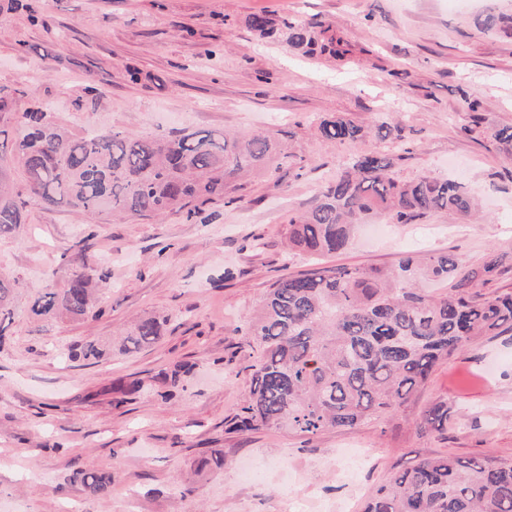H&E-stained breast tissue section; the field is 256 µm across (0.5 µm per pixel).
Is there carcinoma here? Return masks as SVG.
<instances>
[{
  "label": "carcinoma",
  "instance_id": "cac0c4a2",
  "mask_svg": "<svg viewBox=\"0 0 512 512\" xmlns=\"http://www.w3.org/2000/svg\"><path fill=\"white\" fill-rule=\"evenodd\" d=\"M289 40L309 55L343 59L340 37L313 34L286 23ZM250 27L262 37L277 34L264 14ZM13 93L0 87V238L14 235L26 221L13 173L47 207L84 211L94 218L192 216L199 206L236 190V182L269 167L282 152L269 133L207 130L142 136L114 129L74 133L48 109L22 113L23 130L12 140L2 125L14 118ZM324 141L350 144L369 131L336 115L319 120ZM394 158L382 153L353 158L336 180L323 184L314 206L290 220V248L310 257L341 252L354 225L370 214L410 224L445 211L454 220L481 215L464 184L423 176L402 181ZM504 259L488 256L475 268L460 265L454 253L435 252L417 262L399 261L389 272L319 267L278 279L264 294L248 332L260 350L252 365L249 398L238 407L240 431L286 428L311 438L329 429H351L382 418L408 419L412 398L436 367L481 336L512 332V292L482 295L478 288L498 274ZM426 276L446 281L445 295L429 296L416 286ZM107 275L82 258L72 260L67 285L44 283L33 290L28 312L37 323L61 318L98 317V286ZM19 281L0 275V339L14 316ZM165 321L147 317L123 337V353L150 346ZM191 371L179 364L152 381L172 388ZM448 404L434 403L416 420L421 431L448 429ZM69 482L88 494L105 491L112 476L85 467ZM362 512H512V460L437 454L392 471L366 498Z\"/></svg>",
  "mask_w": 512,
  "mask_h": 512
}]
</instances>
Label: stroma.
Listing matches in <instances>:
<instances>
[{
  "label": "stroma",
  "mask_w": 512,
  "mask_h": 512,
  "mask_svg": "<svg viewBox=\"0 0 512 512\" xmlns=\"http://www.w3.org/2000/svg\"><path fill=\"white\" fill-rule=\"evenodd\" d=\"M487 13L512 15V0L454 10L446 0H0V86L16 90L19 108L51 106L73 131H269L286 153L242 180L236 202L208 203L191 219L116 222L28 199L26 225L0 239V273L26 288L62 286L85 239L86 261L108 270L110 287L95 320L41 331L24 308L15 312L0 347V512H279L288 496L305 512H361L392 469L433 454L512 459V333L444 361L409 421L309 440L231 427L260 354L244 322L277 279L309 268L286 254L288 220L353 155L390 153L405 181L457 178L484 214L452 223L436 212L382 237L370 216L322 265L388 270L407 254L449 250L471 268L495 252L504 268L481 292L512 291V161L493 137L512 126V30L481 29ZM256 14L330 29L351 52L338 61L305 54L283 32L260 38ZM336 114L396 125L402 136L329 145L318 120ZM147 316L168 321L157 343L95 364L79 358L86 343ZM181 362L192 373L161 397L151 377ZM137 378L145 387L114 404L113 385ZM441 401L447 432H417L414 418ZM213 451L223 468L199 469ZM89 465L111 472L106 492L69 483Z\"/></svg>",
  "instance_id": "obj_1"
}]
</instances>
